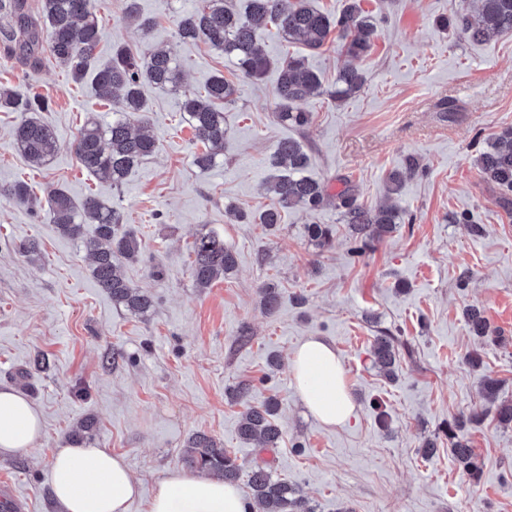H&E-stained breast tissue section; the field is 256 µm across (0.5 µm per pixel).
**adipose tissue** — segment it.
I'll return each mask as SVG.
<instances>
[{"mask_svg":"<svg viewBox=\"0 0 512 512\" xmlns=\"http://www.w3.org/2000/svg\"><path fill=\"white\" fill-rule=\"evenodd\" d=\"M290 369L297 391L322 424L340 426L354 415L344 373L335 351L311 337L293 351ZM43 422L26 397L0 389V455L39 447ZM51 489L62 512H129L140 496L123 456L86 444H67L51 458ZM247 497L235 486L205 476L170 470L147 502L146 512H249Z\"/></svg>","mask_w":512,"mask_h":512,"instance_id":"adipose-tissue-1","label":"adipose tissue"}]
</instances>
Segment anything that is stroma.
<instances>
[{
	"label": "stroma",
	"instance_id": "1",
	"mask_svg": "<svg viewBox=\"0 0 512 512\" xmlns=\"http://www.w3.org/2000/svg\"><path fill=\"white\" fill-rule=\"evenodd\" d=\"M102 33L100 61L116 44L142 53L173 48L184 85L203 89L221 73L242 88L224 110V158L207 172L191 163V129L170 92H146L156 155L120 188L84 170L71 149L88 117L108 122L112 112L92 89L91 77L74 82L47 56L0 54V85L46 98L41 118L57 134L59 149L42 169L29 165L13 144L20 115L0 112V187L28 183L32 205L0 196V386L11 387L41 411L38 448L0 457V512H60L50 488L55 448L81 437L122 455L140 483L129 512H144L167 472L181 468L189 436L207 432L235 454L244 470L262 465L288 480L314 512H512V428L487 419L469 428L481 467L472 483L454 460L442 428L485 404L483 376L498 379V400L512 401V341L482 345L470 335L463 311L477 306L490 327L512 338V193L482 180L476 160L512 127V33L475 43L439 26L455 10L478 0H363L382 9L380 36L362 63L366 83L356 95L331 99L344 58L335 44L310 52L275 30L260 45L271 59L306 56L323 76L325 93L300 105L311 113L303 130L276 118V70L246 80L232 61L197 42L176 40L175 20L201 0H138L153 18L148 38L125 20L127 0H95ZM453 109L439 111L441 101ZM304 143L308 176L329 193L352 186L369 208L396 203L406 222L360 260L348 254L349 229L329 204L285 212L281 229L233 224L227 204L261 211L264 184L281 140ZM418 158L419 173L389 194L390 171ZM64 188L75 200L88 194L111 202L142 241L139 261L117 266L134 286L148 290L144 313L113 302L99 288L85 247L94 235L63 236L44 212L47 194ZM482 224L473 235L461 213ZM310 224H331V248L308 237ZM219 235L237 265L212 287L196 288L190 274L195 241ZM40 243L27 256L20 243ZM160 277H153V270ZM466 287H459L462 273ZM280 294L267 312L259 290ZM387 331L402 348L396 380L371 359L373 338ZM317 337L334 348L344 370L355 415L329 427L304 408L289 360L296 345ZM480 352L482 366L466 358ZM47 362L34 370L35 360ZM252 385L256 396L279 402L282 437L276 448L238 437L242 404L234 388ZM91 428H82L84 419ZM434 454L421 455L426 440Z\"/></svg>",
	"mask_w": 512,
	"mask_h": 512
}]
</instances>
